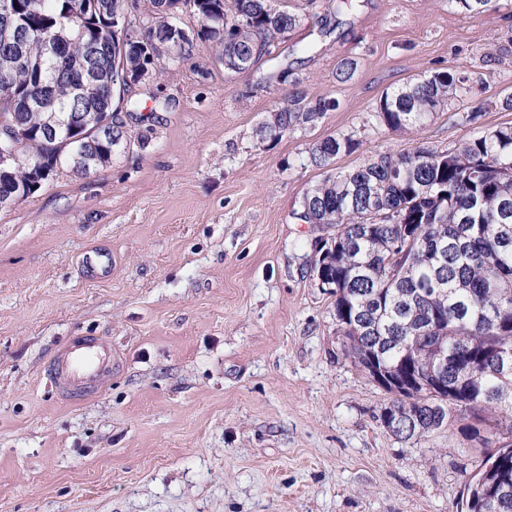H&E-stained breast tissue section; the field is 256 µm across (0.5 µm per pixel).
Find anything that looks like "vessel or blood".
Wrapping results in <instances>:
<instances>
[{
    "label": "vessel or blood",
    "mask_w": 512,
    "mask_h": 512,
    "mask_svg": "<svg viewBox=\"0 0 512 512\" xmlns=\"http://www.w3.org/2000/svg\"><path fill=\"white\" fill-rule=\"evenodd\" d=\"M51 370L62 395L91 392L112 370V348L96 336L73 338L57 350Z\"/></svg>",
    "instance_id": "1"
}]
</instances>
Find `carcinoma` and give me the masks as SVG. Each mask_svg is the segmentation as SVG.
Wrapping results in <instances>:
<instances>
[{"label":"carcinoma","mask_w":512,"mask_h":512,"mask_svg":"<svg viewBox=\"0 0 512 512\" xmlns=\"http://www.w3.org/2000/svg\"><path fill=\"white\" fill-rule=\"evenodd\" d=\"M0 0V130L22 132L16 146L14 177L0 180V197L16 203L35 194L31 168L48 171L46 181L71 171L69 155L42 145L47 113L64 118L90 111H113L121 85L122 49L112 33V10L120 0ZM169 6L172 19L182 6L198 21L196 40L174 51L170 63L189 60L197 42H228L237 52L221 54L224 69L247 70L273 52L276 40L302 18L273 0H151ZM24 25L5 26V16ZM148 43H169L170 29L145 20ZM98 47L95 59L87 48ZM464 78L452 67L385 92L378 117L388 130L423 127L457 94ZM336 107L327 98L294 91L260 127L261 139H279L316 125ZM73 148L112 160V141L94 144L79 128H63ZM356 143L329 136L314 144L309 162L325 168ZM298 219L336 229L322 239L313 272L327 269L334 314L344 353L369 374L371 356L394 364L400 356L431 358L448 352L444 395L424 388L416 393L385 390V409L420 413L447 402L454 414L473 420L470 438L484 441L480 425L488 419L508 443L489 458L490 467L468 488L467 512H512V373L498 371L495 352L512 348V126L484 130L454 149L418 146L382 152L352 170H338L303 195Z\"/></svg>","instance_id":"carcinoma-1"}]
</instances>
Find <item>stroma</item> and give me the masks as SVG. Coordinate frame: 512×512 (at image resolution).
Listing matches in <instances>:
<instances>
[{
    "mask_svg": "<svg viewBox=\"0 0 512 512\" xmlns=\"http://www.w3.org/2000/svg\"><path fill=\"white\" fill-rule=\"evenodd\" d=\"M273 55L224 70L210 43L159 60L115 109L124 137L90 176L0 209V512H466L487 451L463 417L417 443L388 433L384 391L343 353L312 263L327 229L297 218L324 169L512 124V0H291ZM336 16L331 33L323 17ZM356 70L341 80V62ZM446 66L465 81L423 128L388 131L387 90ZM289 68L286 82L272 74ZM337 100L257 144L289 92ZM486 105L479 126L462 114ZM111 341V377L60 399L44 366L69 337ZM356 143L348 137L329 136L312 146L309 152V162L316 167H328L331 161L342 152H350Z\"/></svg>",
    "mask_w": 512,
    "mask_h": 512,
    "instance_id": "stroma-1",
    "label": "stroma"
}]
</instances>
